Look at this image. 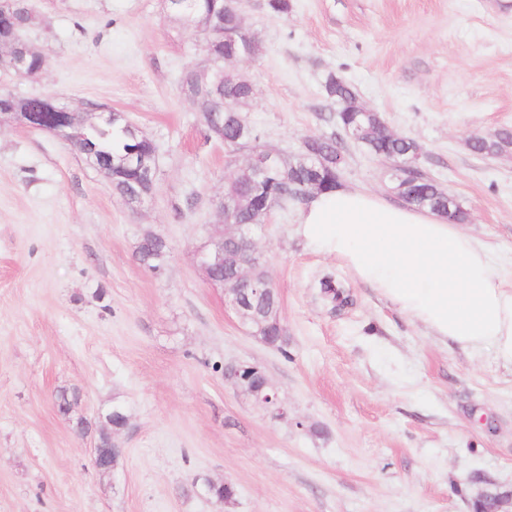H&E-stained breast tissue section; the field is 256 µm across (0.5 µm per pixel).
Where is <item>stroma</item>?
Returning <instances> with one entry per match:
<instances>
[{
    "label": "stroma",
    "instance_id": "35a3bbf8",
    "mask_svg": "<svg viewBox=\"0 0 512 512\" xmlns=\"http://www.w3.org/2000/svg\"><path fill=\"white\" fill-rule=\"evenodd\" d=\"M264 3L241 4L258 54L225 64L253 85L262 145L291 158L334 133L335 74L422 146L418 169L459 199L512 288V154L469 147L512 128V0H292L280 18ZM30 4L40 22L24 37L45 68L0 66V88L123 113L156 142L158 169L134 211L67 142L0 124V512H472L479 482L512 488V366L437 341L311 247L300 204L273 209L259 239L285 350L208 282L196 254L251 152L210 135L181 91L202 33L164 0ZM344 152L341 185L393 198L385 160ZM148 233L170 246L158 273L134 258ZM227 365L262 369L287 416L225 383ZM62 388L88 434L59 413ZM116 403L124 457L104 474L92 450ZM211 482L233 498L217 502Z\"/></svg>",
    "mask_w": 512,
    "mask_h": 512
}]
</instances>
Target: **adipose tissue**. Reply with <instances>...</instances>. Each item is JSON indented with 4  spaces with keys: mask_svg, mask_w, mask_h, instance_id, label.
I'll return each mask as SVG.
<instances>
[{
    "mask_svg": "<svg viewBox=\"0 0 512 512\" xmlns=\"http://www.w3.org/2000/svg\"><path fill=\"white\" fill-rule=\"evenodd\" d=\"M298 232L432 335L512 363V289L459 225L339 185L310 199Z\"/></svg>",
    "mask_w": 512,
    "mask_h": 512,
    "instance_id": "adipose-tissue-1",
    "label": "adipose tissue"
}]
</instances>
